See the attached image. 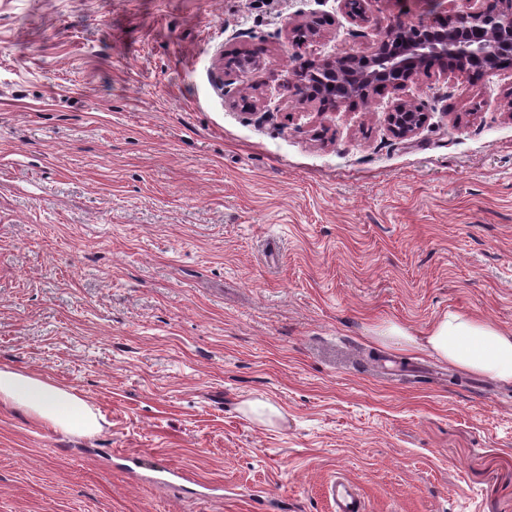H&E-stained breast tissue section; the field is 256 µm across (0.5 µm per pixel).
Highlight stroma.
Instances as JSON below:
<instances>
[{
    "label": "stroma",
    "instance_id": "obj_1",
    "mask_svg": "<svg viewBox=\"0 0 512 512\" xmlns=\"http://www.w3.org/2000/svg\"><path fill=\"white\" fill-rule=\"evenodd\" d=\"M451 9L0 0V364L103 425L0 407V512H332L335 476L369 512H512V383L380 338L512 333V68L335 109L288 86ZM401 101L429 114L404 139Z\"/></svg>",
    "mask_w": 512,
    "mask_h": 512
}]
</instances>
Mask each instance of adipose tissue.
I'll list each match as a JSON object with an SVG mask.
<instances>
[{"label": "adipose tissue", "mask_w": 512, "mask_h": 512, "mask_svg": "<svg viewBox=\"0 0 512 512\" xmlns=\"http://www.w3.org/2000/svg\"><path fill=\"white\" fill-rule=\"evenodd\" d=\"M385 339L429 352L469 371L512 382V334L459 312H448L424 335L391 325ZM0 406L76 436L91 437L102 425L92 405L70 390L40 376L0 366Z\"/></svg>", "instance_id": "obj_1"}]
</instances>
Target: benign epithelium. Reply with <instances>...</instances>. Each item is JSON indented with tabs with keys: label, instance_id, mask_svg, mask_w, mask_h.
<instances>
[{
	"label": "benign epithelium",
	"instance_id": "1",
	"mask_svg": "<svg viewBox=\"0 0 512 512\" xmlns=\"http://www.w3.org/2000/svg\"><path fill=\"white\" fill-rule=\"evenodd\" d=\"M365 0H343L346 13L356 22L369 21ZM472 7L448 22L392 25L369 54L339 57L334 61H304L292 70L295 87L310 98L333 105L365 101L378 90L398 89L427 72L436 58L464 77L474 69L494 70L512 65V0H470ZM427 120L424 108L413 102L397 104L388 113L391 132L407 137Z\"/></svg>",
	"mask_w": 512,
	"mask_h": 512
}]
</instances>
